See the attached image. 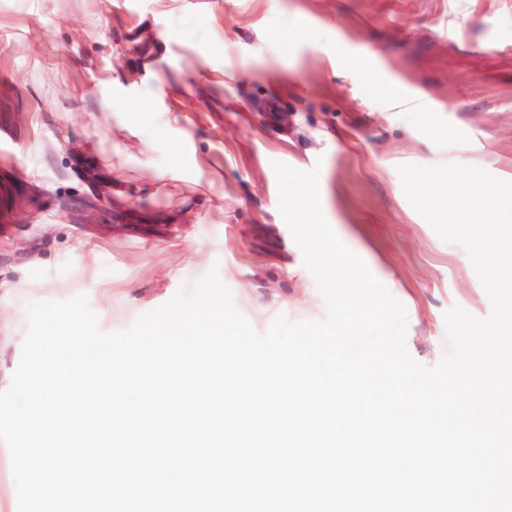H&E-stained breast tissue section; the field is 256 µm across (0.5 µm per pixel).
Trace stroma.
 <instances>
[{
    "instance_id": "1",
    "label": "stroma",
    "mask_w": 512,
    "mask_h": 512,
    "mask_svg": "<svg viewBox=\"0 0 512 512\" xmlns=\"http://www.w3.org/2000/svg\"><path fill=\"white\" fill-rule=\"evenodd\" d=\"M94 154L125 202L83 208ZM277 162L318 170L326 220L436 365L445 312L491 303L397 168L512 181V0H0V366L33 303L85 294L121 331L214 266L257 332L323 319Z\"/></svg>"
}]
</instances>
